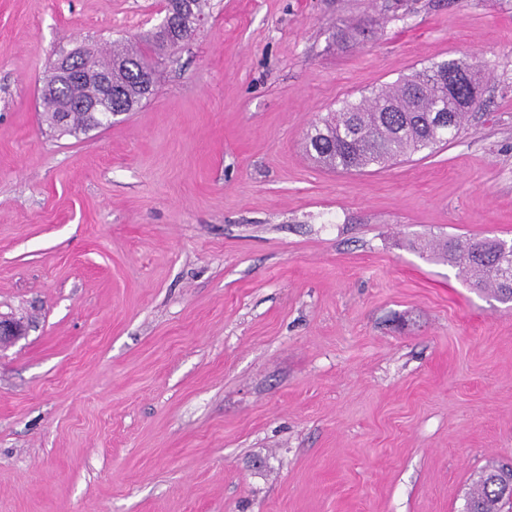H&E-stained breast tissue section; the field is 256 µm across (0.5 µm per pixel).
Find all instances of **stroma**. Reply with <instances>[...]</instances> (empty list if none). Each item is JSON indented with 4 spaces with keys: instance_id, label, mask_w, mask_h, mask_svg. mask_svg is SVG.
<instances>
[{
    "instance_id": "stroma-1",
    "label": "stroma",
    "mask_w": 512,
    "mask_h": 512,
    "mask_svg": "<svg viewBox=\"0 0 512 512\" xmlns=\"http://www.w3.org/2000/svg\"><path fill=\"white\" fill-rule=\"evenodd\" d=\"M153 95L81 139L60 53L164 0H0V512H461L512 463V302L435 240H512V0H209ZM483 65L432 153L365 173L312 124Z\"/></svg>"
}]
</instances>
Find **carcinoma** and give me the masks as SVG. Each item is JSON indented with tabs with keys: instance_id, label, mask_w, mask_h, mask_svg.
I'll return each mask as SVG.
<instances>
[{
	"instance_id": "carcinoma-1",
	"label": "carcinoma",
	"mask_w": 512,
	"mask_h": 512,
	"mask_svg": "<svg viewBox=\"0 0 512 512\" xmlns=\"http://www.w3.org/2000/svg\"><path fill=\"white\" fill-rule=\"evenodd\" d=\"M208 0H170L163 23L137 45H117L102 59L89 55L95 68L112 70V111L131 112L148 99L157 82L159 57L186 41ZM483 82L479 65L462 58L433 63L388 84L370 97L350 99L312 125L305 151L322 167L363 172L401 157L434 149L452 140L479 100L472 88ZM101 95L92 80L63 85L43 102L48 126L59 136L77 138L99 127L92 112L72 111L59 126L66 102L91 101ZM441 259L458 267L470 286L502 302L512 301V242L489 238H452L438 243ZM512 486V466L484 470L466 493L462 512H495Z\"/></svg>"
}]
</instances>
